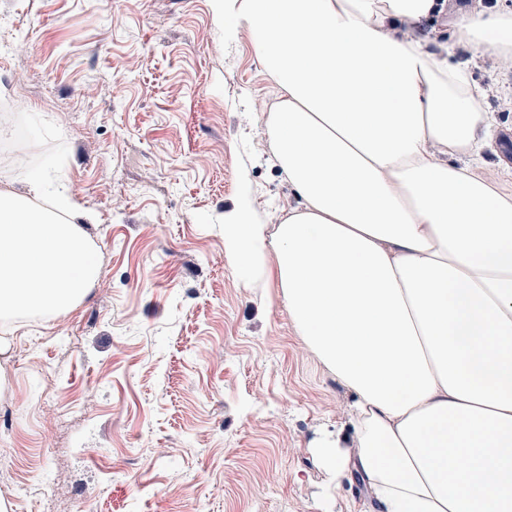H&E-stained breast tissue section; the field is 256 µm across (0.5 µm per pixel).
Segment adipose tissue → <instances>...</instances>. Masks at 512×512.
Returning a JSON list of instances; mask_svg holds the SVG:
<instances>
[{
	"label": "adipose tissue",
	"instance_id": "obj_1",
	"mask_svg": "<svg viewBox=\"0 0 512 512\" xmlns=\"http://www.w3.org/2000/svg\"><path fill=\"white\" fill-rule=\"evenodd\" d=\"M248 30L276 88L264 122L297 197L278 224L250 194L224 260L276 287L308 348L355 396L354 438L322 431L326 490L358 474L373 512H512V192L469 167L489 115L468 63L429 46L445 0H211ZM406 36H398V27ZM473 52L512 55V9L457 14ZM0 191V322L56 316L100 277L61 191Z\"/></svg>",
	"mask_w": 512,
	"mask_h": 512
}]
</instances>
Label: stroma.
Returning a JSON list of instances; mask_svg holds the SVG:
<instances>
[{
	"mask_svg": "<svg viewBox=\"0 0 512 512\" xmlns=\"http://www.w3.org/2000/svg\"><path fill=\"white\" fill-rule=\"evenodd\" d=\"M233 25L210 0H0V99L42 153L0 167V190L67 187L96 213L102 257L74 310L10 333L9 512H370L359 479L324 492L313 453L322 429L348 426L350 390L286 305L224 262L243 192L265 224L296 203L263 135L275 85L247 31L225 38ZM472 73L494 120L483 173L511 185L512 59L485 50ZM39 478L48 500L12 499Z\"/></svg>",
	"mask_w": 512,
	"mask_h": 512,
	"instance_id": "obj_1",
	"label": "stroma"
}]
</instances>
